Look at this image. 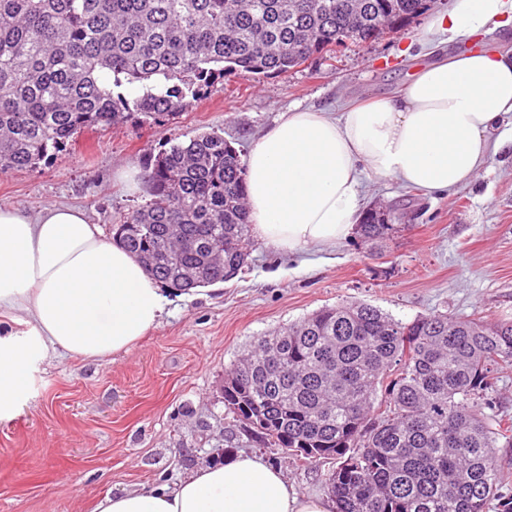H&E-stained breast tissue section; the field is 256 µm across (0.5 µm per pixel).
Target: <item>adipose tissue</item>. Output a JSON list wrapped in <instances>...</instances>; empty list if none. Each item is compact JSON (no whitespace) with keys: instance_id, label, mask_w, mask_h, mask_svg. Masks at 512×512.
I'll use <instances>...</instances> for the list:
<instances>
[{"instance_id":"1","label":"adipose tissue","mask_w":512,"mask_h":512,"mask_svg":"<svg viewBox=\"0 0 512 512\" xmlns=\"http://www.w3.org/2000/svg\"><path fill=\"white\" fill-rule=\"evenodd\" d=\"M512 23V0H452L427 29L463 41ZM512 48L439 55L403 91L346 107L283 115L252 147L246 196L259 237L296 253L348 239L362 188L393 178L435 194L472 182L512 143ZM164 298L142 265L77 208L38 216L0 207V419L12 416L28 376L50 354L86 360L128 352L161 326ZM94 512H334L300 493L254 453L200 464L178 482L103 496Z\"/></svg>"}]
</instances>
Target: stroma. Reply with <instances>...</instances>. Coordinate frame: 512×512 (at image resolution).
<instances>
[{"instance_id":"obj_1","label":"stroma","mask_w":512,"mask_h":512,"mask_svg":"<svg viewBox=\"0 0 512 512\" xmlns=\"http://www.w3.org/2000/svg\"><path fill=\"white\" fill-rule=\"evenodd\" d=\"M450 2L434 0L396 32L284 75H227L177 115L81 132L36 168L0 174V206H74L111 233L148 199L121 172L144 169L170 142L214 131L246 150L283 113H338L398 94L426 61L429 22ZM380 204L402 208L403 226L387 239L355 235L288 254L253 238L245 273L167 293L162 325L130 352L40 364L18 414L0 419V512H93L106 493L169 485L210 461L224 431L225 369L254 337L322 306L366 302L404 322L431 313L512 318V149L446 194L369 181L363 205ZM261 454L300 492L325 494L332 461L307 466L276 448Z\"/></svg>"}]
</instances>
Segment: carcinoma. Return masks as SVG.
I'll use <instances>...</instances> for the list:
<instances>
[{
	"mask_svg": "<svg viewBox=\"0 0 512 512\" xmlns=\"http://www.w3.org/2000/svg\"><path fill=\"white\" fill-rule=\"evenodd\" d=\"M430 0H0V173L32 168L121 115H174L224 75H281L375 40ZM241 151L216 132L146 166L149 202L112 239L176 293L247 263ZM363 213L368 241L398 223ZM512 366V320L428 314L404 323L365 302L322 307L258 336L225 370L224 417L262 448L337 462L336 512H512L495 448L512 416L489 394Z\"/></svg>",
	"mask_w": 512,
	"mask_h": 512,
	"instance_id": "obj_1",
	"label": "carcinoma"
}]
</instances>
